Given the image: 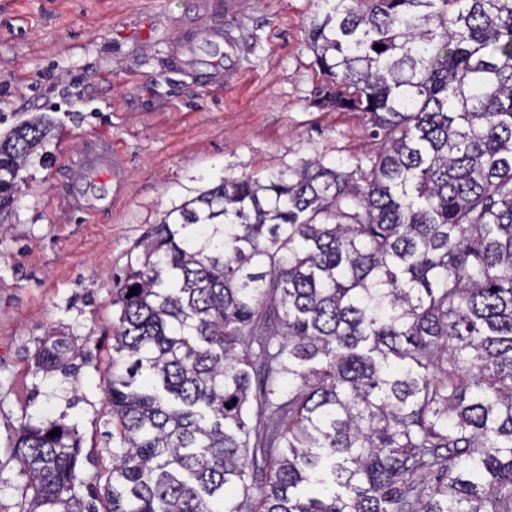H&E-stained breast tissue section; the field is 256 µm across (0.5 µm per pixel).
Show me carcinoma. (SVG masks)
<instances>
[{
  "mask_svg": "<svg viewBox=\"0 0 512 512\" xmlns=\"http://www.w3.org/2000/svg\"><path fill=\"white\" fill-rule=\"evenodd\" d=\"M311 44L381 137L366 188L221 178L152 227L112 300L105 512H512V0H353ZM50 130L0 139V204ZM14 448L27 512H98L77 428Z\"/></svg>",
  "mask_w": 512,
  "mask_h": 512,
  "instance_id": "cac0c4a2",
  "label": "carcinoma"
}]
</instances>
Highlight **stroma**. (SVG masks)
I'll use <instances>...</instances> for the list:
<instances>
[{
  "label": "stroma",
  "instance_id": "stroma-1",
  "mask_svg": "<svg viewBox=\"0 0 512 512\" xmlns=\"http://www.w3.org/2000/svg\"><path fill=\"white\" fill-rule=\"evenodd\" d=\"M325 0H0V137L45 116L51 137L0 206V512H27L14 450L28 424L82 438L84 492L112 466L103 377L120 277L163 215L221 177L316 160L361 184L367 115L324 101L308 30ZM123 184L112 189V171ZM75 349L43 372L49 338Z\"/></svg>",
  "mask_w": 512,
  "mask_h": 512
}]
</instances>
